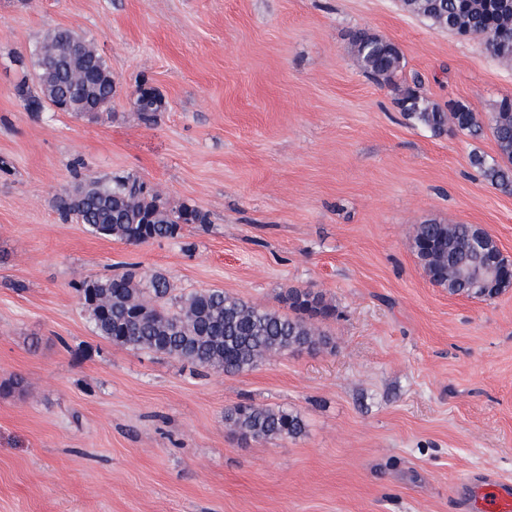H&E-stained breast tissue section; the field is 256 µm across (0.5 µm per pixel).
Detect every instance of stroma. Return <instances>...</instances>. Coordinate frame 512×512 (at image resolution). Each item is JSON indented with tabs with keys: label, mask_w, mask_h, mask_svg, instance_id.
<instances>
[{
	"label": "stroma",
	"mask_w": 512,
	"mask_h": 512,
	"mask_svg": "<svg viewBox=\"0 0 512 512\" xmlns=\"http://www.w3.org/2000/svg\"><path fill=\"white\" fill-rule=\"evenodd\" d=\"M92 40L115 92L98 118L17 94L46 31ZM400 46L404 83L487 116L512 61L426 26L399 0H0V512H469L512 481V289L448 295L418 224H477L512 259V195L473 154L491 135L408 123L351 47ZM165 107L144 123L139 83ZM134 174L206 211L126 245L62 220L73 165ZM160 272L285 311L291 287L336 309L316 352L224 375L97 335L79 276ZM288 408L295 437L243 440L241 404Z\"/></svg>",
	"instance_id": "35a3bbf8"
}]
</instances>
